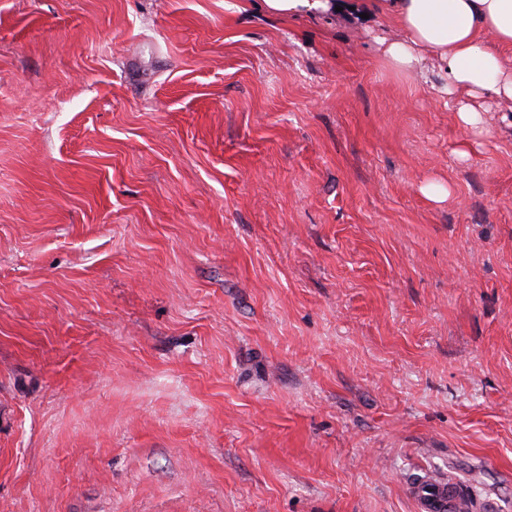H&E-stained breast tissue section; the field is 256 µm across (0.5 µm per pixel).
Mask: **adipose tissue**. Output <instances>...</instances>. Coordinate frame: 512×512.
I'll return each instance as SVG.
<instances>
[{
    "label": "adipose tissue",
    "mask_w": 512,
    "mask_h": 512,
    "mask_svg": "<svg viewBox=\"0 0 512 512\" xmlns=\"http://www.w3.org/2000/svg\"><path fill=\"white\" fill-rule=\"evenodd\" d=\"M362 10L396 39L378 37L384 62L409 74L434 59L458 122L479 129L494 101H512V0H364Z\"/></svg>",
    "instance_id": "obj_1"
}]
</instances>
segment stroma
<instances>
[{
	"label": "stroma",
	"mask_w": 512,
	"mask_h": 512,
	"mask_svg": "<svg viewBox=\"0 0 512 512\" xmlns=\"http://www.w3.org/2000/svg\"><path fill=\"white\" fill-rule=\"evenodd\" d=\"M333 2L0 0V512H512V104ZM240 0V9L257 6L268 16L278 19H288L300 14L327 12L333 7L330 0Z\"/></svg>",
	"instance_id": "1"
}]
</instances>
